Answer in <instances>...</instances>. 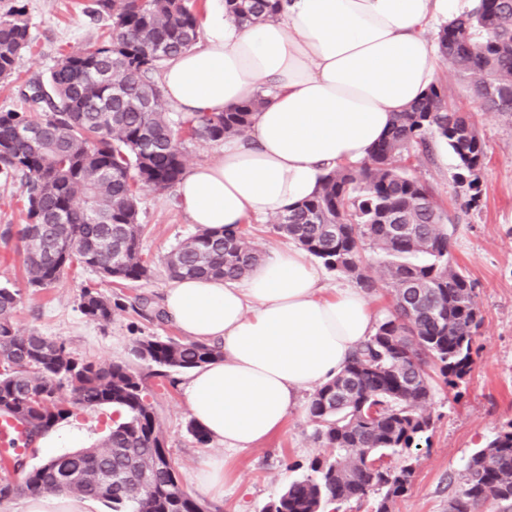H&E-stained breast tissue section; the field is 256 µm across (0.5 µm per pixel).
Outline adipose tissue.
Listing matches in <instances>:
<instances>
[{
	"label": "adipose tissue",
	"instance_id": "obj_1",
	"mask_svg": "<svg viewBox=\"0 0 512 512\" xmlns=\"http://www.w3.org/2000/svg\"><path fill=\"white\" fill-rule=\"evenodd\" d=\"M462 9V0H287L257 25L206 17L203 45L160 73L168 101L188 113L259 96L265 104L246 135L225 138L179 183L190 223L232 228L279 215L311 196L326 169L367 159L435 79L429 22ZM162 303L187 339L222 351L179 387L193 420L231 450L275 434L377 323L363 292L328 286L293 245L238 280H173Z\"/></svg>",
	"mask_w": 512,
	"mask_h": 512
}]
</instances>
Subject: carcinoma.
I'll return each mask as SVG.
<instances>
[{"mask_svg":"<svg viewBox=\"0 0 512 512\" xmlns=\"http://www.w3.org/2000/svg\"><path fill=\"white\" fill-rule=\"evenodd\" d=\"M282 0H224L240 24L275 18ZM85 12L108 21L100 39L62 55L46 79L17 74L31 36L20 5L0 16V80L15 83L23 110H0V180L23 187L26 222L16 235L31 288H50L73 267L104 281L137 283L152 276L142 252L140 190L166 192L185 173L187 139L222 141L242 136L263 98L224 112L175 113L158 80L171 57L201 39L196 0H89ZM439 50L465 81L476 106L512 117V0H476L438 34ZM472 115L448 101L443 85L398 115L388 136L359 164H339L321 177L315 193L287 207L273 229L355 278L368 291L362 253L377 249L385 265L390 313L348 357L333 379L315 389L308 413L314 435L336 449L314 460L312 474L296 480L266 512H339L381 491L375 512L408 490L413 463H383L384 451L430 444L434 420L426 412L433 389L456 388L469 374L481 325L475 283L452 262V219L434 189L405 171L411 152L432 155L443 142L456 157L453 181L484 166L477 131L459 129ZM40 129L31 142L20 135ZM262 259L243 226H200L165 258L173 279L237 280ZM20 290L0 287V415L22 422L24 438L0 448L3 468L23 473L0 479V504L20 494L102 500L112 512H210L180 486L150 400L151 388L134 367L78 359L62 340L21 330L14 321ZM90 320L108 321L112 302L95 288L80 294ZM142 362L167 369L205 365L217 355L204 343L148 336L133 349ZM68 388L70 397L62 395ZM112 406L123 411L103 443L60 455L25 470L36 437L69 419L74 409ZM462 486L448 512H478L487 501L512 512V422L469 457Z\"/></svg>","mask_w":512,"mask_h":512,"instance_id":"obj_1","label":"carcinoma"}]
</instances>
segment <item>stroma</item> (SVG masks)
I'll use <instances>...</instances> for the list:
<instances>
[{
    "label": "stroma",
    "mask_w": 512,
    "mask_h": 512,
    "mask_svg": "<svg viewBox=\"0 0 512 512\" xmlns=\"http://www.w3.org/2000/svg\"><path fill=\"white\" fill-rule=\"evenodd\" d=\"M33 46L19 60L22 78L47 77L60 55L96 43L103 25L83 11L86 0H24ZM435 79L452 101L473 113L476 129L486 144L482 169L484 193L477 208L461 212L453 181L456 159L444 144H436L432 161H410L406 172L434 187L442 207L456 214L449 252L476 281L482 324L477 337L479 355L457 390L438 388L428 409L435 425L429 446L419 448L408 491L390 505V512H448V500L460 489L459 476L468 457L485 446L512 421V118L477 111L465 83L439 61ZM20 184L0 183V284L19 288L22 302L15 321L22 330L64 340L76 357L101 363L125 362L146 375L166 446L182 484H189L202 460H225L231 473L220 498L208 499L211 512H264L288 485L310 473L313 459H331L335 449L314 435L306 407L292 413L283 428L257 446L238 452L222 444H198L188 432V408L180 389L163 385L154 366L135 360L133 348L146 336L179 337L178 328L164 315L161 294L170 283L163 259L180 240L196 230L179 206L175 192L144 190L140 221L145 224L142 249L154 268L146 281L116 284L74 268L53 287H27L15 239L7 227L24 221ZM99 289L112 302L109 321H91L79 311L83 288ZM111 408L82 412L66 426L48 433V446H35L27 468L50 457L101 444Z\"/></svg>",
    "instance_id": "stroma-1"
}]
</instances>
